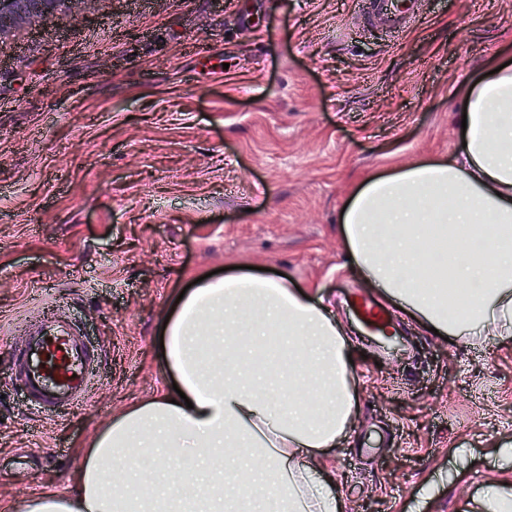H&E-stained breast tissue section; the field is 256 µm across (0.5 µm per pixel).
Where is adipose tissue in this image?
Segmentation results:
<instances>
[{"label": "adipose tissue", "mask_w": 512, "mask_h": 512, "mask_svg": "<svg viewBox=\"0 0 512 512\" xmlns=\"http://www.w3.org/2000/svg\"><path fill=\"white\" fill-rule=\"evenodd\" d=\"M462 108L465 145L447 159L356 182L344 238L366 283L421 324L510 339L512 67L479 79ZM441 237L454 249L434 266ZM454 286L451 307L439 291ZM163 331L175 388L80 448L74 496L46 492L0 512H340L312 459L347 431L354 397L347 339L321 300L251 272L209 277ZM174 458L181 467H168Z\"/></svg>", "instance_id": "obj_1"}]
</instances>
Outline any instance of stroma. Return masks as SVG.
<instances>
[{
	"mask_svg": "<svg viewBox=\"0 0 512 512\" xmlns=\"http://www.w3.org/2000/svg\"><path fill=\"white\" fill-rule=\"evenodd\" d=\"M512 60V0H419L399 38L358 0H85L0 41V505L69 491L78 449L173 377L190 274H282L349 340L352 426L318 465L342 512H470L512 481V339L445 338L396 304L366 339L341 212L361 175L458 149L463 87ZM66 305L87 403L37 412L10 349Z\"/></svg>",
	"mask_w": 512,
	"mask_h": 512,
	"instance_id": "stroma-1",
	"label": "stroma"
}]
</instances>
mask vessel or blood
I'll list each match as a JSON object with an SVG mask.
<instances>
[{"instance_id": "vessel-or-blood-1", "label": "vessel or blood", "mask_w": 512, "mask_h": 512, "mask_svg": "<svg viewBox=\"0 0 512 512\" xmlns=\"http://www.w3.org/2000/svg\"><path fill=\"white\" fill-rule=\"evenodd\" d=\"M417 5L418 0H365L367 15L397 33L407 29ZM95 358L94 347L78 327L51 316L14 351L12 380L39 409L58 413L88 398Z\"/></svg>"}]
</instances>
